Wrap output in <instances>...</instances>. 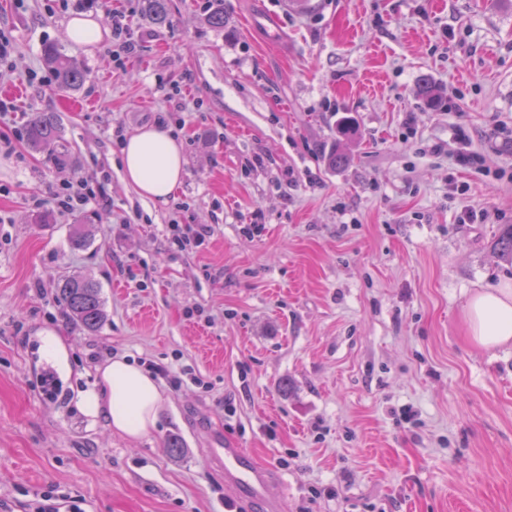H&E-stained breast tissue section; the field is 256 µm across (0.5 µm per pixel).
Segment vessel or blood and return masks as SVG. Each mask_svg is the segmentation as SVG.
Instances as JSON below:
<instances>
[{"label":"vessel or blood","mask_w":512,"mask_h":512,"mask_svg":"<svg viewBox=\"0 0 512 512\" xmlns=\"http://www.w3.org/2000/svg\"><path fill=\"white\" fill-rule=\"evenodd\" d=\"M207 456L224 473V483L235 492L224 504L226 512H278V502L272 494L273 480L269 473L255 466L245 449L215 439Z\"/></svg>","instance_id":"1"}]
</instances>
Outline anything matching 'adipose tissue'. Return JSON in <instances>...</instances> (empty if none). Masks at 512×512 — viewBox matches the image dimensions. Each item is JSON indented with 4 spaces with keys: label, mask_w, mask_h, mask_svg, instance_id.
<instances>
[{
    "label": "adipose tissue",
    "mask_w": 512,
    "mask_h": 512,
    "mask_svg": "<svg viewBox=\"0 0 512 512\" xmlns=\"http://www.w3.org/2000/svg\"><path fill=\"white\" fill-rule=\"evenodd\" d=\"M65 31L77 47L96 45L111 36L101 15L92 11L71 15ZM120 163L125 181L141 196L156 201H167L185 176L181 142L155 126L126 137ZM464 317L475 346L491 349L512 342V288L477 292ZM161 400L152 375L136 361L118 356L98 367L95 382L79 393L76 406L86 419L104 420L111 430L137 441L155 428Z\"/></svg>",
    "instance_id": "adipose-tissue-1"
}]
</instances>
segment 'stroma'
I'll list each match as a JSON object with an SVG mask.
<instances>
[{"label":"stroma","instance_id":"35a3bbf8","mask_svg":"<svg viewBox=\"0 0 512 512\" xmlns=\"http://www.w3.org/2000/svg\"><path fill=\"white\" fill-rule=\"evenodd\" d=\"M207 6L168 0L159 27L140 0H0V89L26 88L0 112V512L48 491L82 512H225L218 435L269 470L281 512H512V343L477 348L463 320L512 286L494 249L512 224V0H224L220 29ZM86 11L124 16L125 63L116 42L67 41ZM48 43L88 71L79 89L57 87ZM39 112L60 117L61 159L23 137ZM158 124L187 160L164 203L118 163L119 136ZM79 186L93 197L73 211L49 193ZM174 224L205 243L173 244ZM62 275L98 284L99 330L57 299ZM117 355L165 369L137 441L73 405ZM43 351L63 370L68 369V352L62 340L52 332L42 337Z\"/></svg>","mask_w":512,"mask_h":512}]
</instances>
